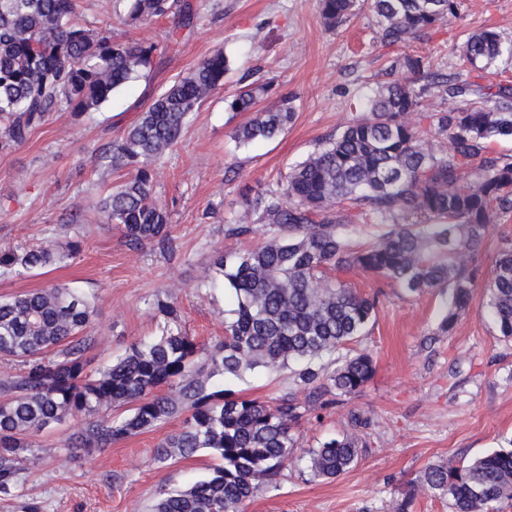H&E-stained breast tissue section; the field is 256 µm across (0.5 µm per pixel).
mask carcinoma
Here are the masks:
<instances>
[{
	"instance_id": "cac0c4a2",
	"label": "carcinoma",
	"mask_w": 512,
	"mask_h": 512,
	"mask_svg": "<svg viewBox=\"0 0 512 512\" xmlns=\"http://www.w3.org/2000/svg\"><path fill=\"white\" fill-rule=\"evenodd\" d=\"M358 7V0H321L324 24L335 28ZM110 8L130 25L178 13L187 27L197 15L181 0H110ZM371 8L385 46L458 19L457 0H371ZM77 10L78 0H0V152L25 143L58 108L77 117L100 109L150 64L154 45L114 42L77 22ZM460 60L484 78L512 63V40L470 31ZM428 66L410 52L396 56L389 69L405 77L358 100L336 134L276 188L253 198L244 188L247 209L227 234L260 231L265 241L251 251L217 253L200 279L204 287L221 282L234 291L223 342L209 346L189 335L168 294L151 303L157 336L93 368L87 331L95 307L83 290L56 283L0 297V360L15 366L0 376V494L10 495L37 463L35 439L53 424L84 418L85 432L73 447L89 453L184 413L182 428L156 446L153 461L164 466L210 449L219 464L187 488L160 489L152 512H241L277 484L293 459V429L309 405L340 403L374 374L371 356L354 343L376 315L379 294L358 292L347 276L369 274L410 293L448 290L452 305L438 333L450 332L472 300L490 228L512 213V156L495 150L512 141V87L492 92L450 75L441 90L463 106L430 112L423 90L408 79ZM229 67L224 50L213 51L112 144L110 166L129 177L112 188L102 209L130 244L170 240L169 214L155 195V164L179 143L199 106L224 87ZM269 86L244 85L226 100L229 110L252 113L235 129L238 144L272 140L292 122L290 100L257 108ZM344 224L381 229L349 244L339 234ZM80 250L77 240L0 250V276L59 266ZM485 298L491 324L512 339V247L494 257ZM290 364L296 389L273 406L215 387L219 377ZM120 407L127 415L112 419ZM365 427L355 414L350 431L310 449V477L336 478L356 466ZM420 494L448 502L449 512H496L497 504L512 501V448L466 464L427 465L394 512H408Z\"/></svg>"
}]
</instances>
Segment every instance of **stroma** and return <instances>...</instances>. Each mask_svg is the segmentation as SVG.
Listing matches in <instances>:
<instances>
[{"label": "stroma", "mask_w": 512, "mask_h": 512, "mask_svg": "<svg viewBox=\"0 0 512 512\" xmlns=\"http://www.w3.org/2000/svg\"><path fill=\"white\" fill-rule=\"evenodd\" d=\"M108 0H81L77 19L117 42L155 45L150 65L111 103L82 117L60 110L29 140L0 153V248L80 238L81 253L45 274L0 277V296L67 282L92 296L97 314L88 356L102 364L134 342L151 338L156 297H177L182 324L204 343L224 337L231 291L199 284L215 252H243L259 235L227 236L231 218L245 210L243 188L275 187L289 166L305 160L322 138L339 128L351 103L380 83L397 56L377 38L369 5L335 29L321 19L319 0H204L193 30H179L170 16L128 25L110 15ZM459 19L411 40L408 51L430 68L415 77L431 110L446 108L433 74L458 71L463 35L491 29L512 40V0H458ZM232 55L224 87L195 112L178 145L156 164V196L171 223L166 245L132 247L101 201L127 177L101 158L124 130L175 80L207 55ZM272 80L270 99H296V115L271 141L238 145L233 132L248 113L226 108L225 97L241 78ZM361 293H379L375 317L360 338L375 374L346 404L306 413L293 434L298 450L342 436L348 413L359 410L370 426L355 468L328 480L310 479L296 461L244 506V512H393L408 483L428 464L469 461L512 445V341L498 336L482 307L483 286L452 332L437 329L447 292L408 294L396 285L357 275ZM224 390L274 402L293 386V372H249L226 378ZM182 417L112 443L67 455L85 428L68 418L36 440L39 463L11 495H0V512H149L163 488H181L208 476L216 463L209 450L161 467L157 444L178 431Z\"/></svg>", "instance_id": "1"}]
</instances>
